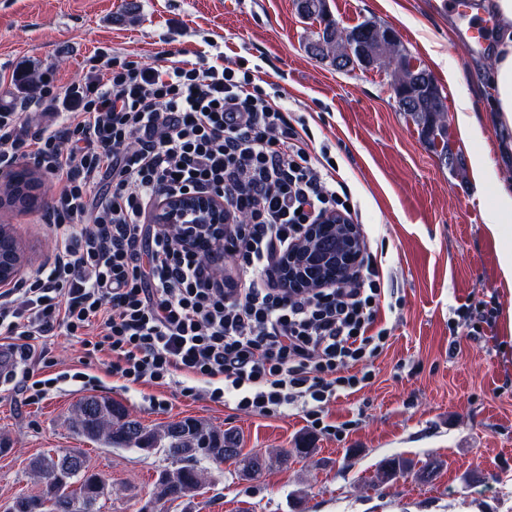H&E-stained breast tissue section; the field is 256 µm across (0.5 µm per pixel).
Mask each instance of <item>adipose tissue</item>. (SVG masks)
Listing matches in <instances>:
<instances>
[{
	"label": "adipose tissue",
	"mask_w": 512,
	"mask_h": 512,
	"mask_svg": "<svg viewBox=\"0 0 512 512\" xmlns=\"http://www.w3.org/2000/svg\"><path fill=\"white\" fill-rule=\"evenodd\" d=\"M492 11L502 19L506 32L490 58L483 81L491 89L490 107L499 134L502 154L512 153V0H491Z\"/></svg>",
	"instance_id": "obj_1"
}]
</instances>
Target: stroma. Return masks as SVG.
I'll use <instances>...</instances> for the list:
<instances>
[{
  "instance_id": "35a3bbf8",
  "label": "stroma",
  "mask_w": 512,
  "mask_h": 512,
  "mask_svg": "<svg viewBox=\"0 0 512 512\" xmlns=\"http://www.w3.org/2000/svg\"><path fill=\"white\" fill-rule=\"evenodd\" d=\"M339 28L366 21L392 27L410 61L431 71L447 106L448 158L397 106L387 71L336 70L307 46L320 28L301 17L294 0H0V102L27 97L21 73L49 89L35 123H60L66 88L88 75L96 51L155 67L163 54L205 56L219 66L247 62L273 83L288 111L303 118L315 146H327L349 186L361 229L384 259L397 301L387 315V347L374 361L370 385L337 396L324 413L325 430L301 414H246L211 401L207 388L183 396L182 383L125 389L106 361L93 362L85 381H59L31 402L22 381L0 394V512L21 494L36 493L29 462L54 448L84 453L90 469L112 485L100 512H141L163 453L109 448L83 441L69 427L74 404L86 396L121 403L144 426L161 429L193 417L237 433L244 451L270 452L309 444L251 480L235 464L204 462L207 485L186 512H512V339L504 315L512 306L501 285L500 240L487 229L504 174L496 129L476 94L492 43L495 16L480 0H328ZM470 102L480 136L461 135L455 120ZM484 160L485 190L474 162ZM45 208L0 207L29 270L52 261L48 210L61 186L44 179ZM483 313L472 322L463 307ZM80 338L57 332L30 364L36 377L79 368ZM411 463L409 474L384 484V460ZM430 477L419 472L429 462Z\"/></svg>"
}]
</instances>
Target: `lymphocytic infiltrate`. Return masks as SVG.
<instances>
[{"label":"lymphocytic infiltrate","mask_w":512,"mask_h":512,"mask_svg":"<svg viewBox=\"0 0 512 512\" xmlns=\"http://www.w3.org/2000/svg\"><path fill=\"white\" fill-rule=\"evenodd\" d=\"M68 95L81 109L59 129L29 131L38 100L0 105V164L31 156L63 184L54 260L20 296L0 293V347L28 361L62 329L87 356L111 354L112 374L129 383L179 374L249 414L300 405L320 429L331 399L369 384L393 295L368 256L347 285L288 289L278 278L311 224L352 215L349 187L328 152L313 150L308 125L244 67L128 62ZM107 174L112 189L97 194ZM186 190L224 200V235L206 260L148 224L157 197Z\"/></svg>","instance_id":"1"}]
</instances>
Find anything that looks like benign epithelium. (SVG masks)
I'll list each match as a JSON object with an SVG mask.
<instances>
[{"mask_svg": "<svg viewBox=\"0 0 512 512\" xmlns=\"http://www.w3.org/2000/svg\"><path fill=\"white\" fill-rule=\"evenodd\" d=\"M398 44L396 32L378 33L370 50L361 54L365 62L386 69L393 62ZM41 170L37 163L10 162L0 166V205L34 208L40 203ZM154 223L188 247L220 241L224 226V199L215 194L187 192L169 194L157 202ZM336 231V256L321 255L320 240ZM362 240L357 228L335 215L324 216L309 228L307 242L290 251L281 266L282 279L290 288L321 285L347 277L359 260ZM25 258L17 240L5 224L0 225V288H16L22 280Z\"/></svg>", "mask_w": 512, "mask_h": 512, "instance_id": "1", "label": "benign epithelium"}]
</instances>
